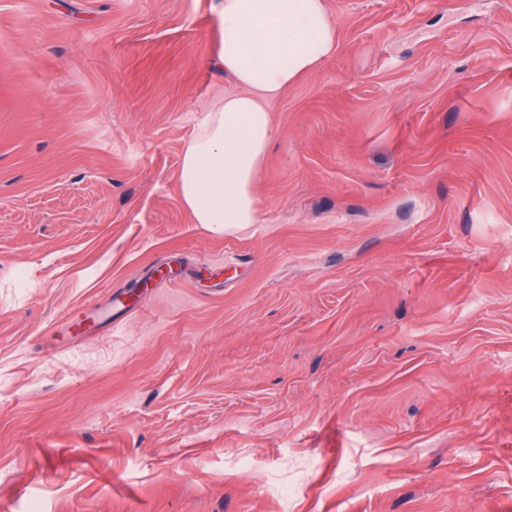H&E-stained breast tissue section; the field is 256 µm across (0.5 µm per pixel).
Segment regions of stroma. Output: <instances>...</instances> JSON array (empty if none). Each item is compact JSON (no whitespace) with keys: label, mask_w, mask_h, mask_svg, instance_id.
Returning <instances> with one entry per match:
<instances>
[{"label":"stroma","mask_w":512,"mask_h":512,"mask_svg":"<svg viewBox=\"0 0 512 512\" xmlns=\"http://www.w3.org/2000/svg\"><path fill=\"white\" fill-rule=\"evenodd\" d=\"M210 2L0 0V512H512V0H325L221 235Z\"/></svg>","instance_id":"stroma-1"}]
</instances>
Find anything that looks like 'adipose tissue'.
<instances>
[{
  "mask_svg": "<svg viewBox=\"0 0 512 512\" xmlns=\"http://www.w3.org/2000/svg\"><path fill=\"white\" fill-rule=\"evenodd\" d=\"M218 41L211 67L234 86L187 143L180 201L221 234L259 221L254 185L266 158L274 103L336 52L324 0H212Z\"/></svg>",
  "mask_w": 512,
  "mask_h": 512,
  "instance_id": "1",
  "label": "adipose tissue"
}]
</instances>
